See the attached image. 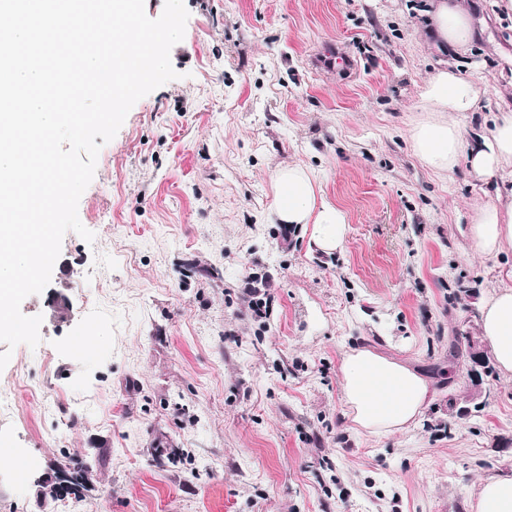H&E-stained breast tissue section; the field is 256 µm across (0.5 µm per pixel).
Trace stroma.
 Segmentation results:
<instances>
[{"instance_id": "stroma-1", "label": "stroma", "mask_w": 512, "mask_h": 512, "mask_svg": "<svg viewBox=\"0 0 512 512\" xmlns=\"http://www.w3.org/2000/svg\"><path fill=\"white\" fill-rule=\"evenodd\" d=\"M184 3L178 79L136 102L80 198L94 243L67 233L21 305L43 323L0 370V441L31 467L0 464V512H60L54 466L73 456L93 464L73 512H472L482 481L512 474V376H449L448 340L480 336L512 251L483 256L464 235L487 185L411 148L424 82L451 59L427 35L428 0ZM473 17L458 67L492 106L512 18ZM290 165L344 211L340 249L275 223ZM361 348L436 388L405 430L346 416L341 366Z\"/></svg>"}]
</instances>
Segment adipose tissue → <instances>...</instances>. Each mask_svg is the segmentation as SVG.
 I'll return each instance as SVG.
<instances>
[{"mask_svg": "<svg viewBox=\"0 0 512 512\" xmlns=\"http://www.w3.org/2000/svg\"><path fill=\"white\" fill-rule=\"evenodd\" d=\"M426 14L435 46L458 56L469 52L476 30L466 0H430ZM483 96L477 83L441 65L424 84L422 113L409 127V140L429 168L449 172L464 159L473 175L493 187V198L475 208L468 234L479 254L497 256L512 250V101L500 96L491 129L477 135L469 147L452 118L456 112L480 111ZM274 189L277 221L310 226L311 239L321 250L342 246L346 216L323 198L306 169L279 170ZM479 325L500 371L512 375V286L494 289L483 298ZM341 385L347 416L357 428L374 435L403 430L435 396L430 382L416 369L370 349L345 357ZM473 509L512 512V475L484 480Z\"/></svg>", "mask_w": 512, "mask_h": 512, "instance_id": "ef3b65f1", "label": "adipose tissue"}]
</instances>
